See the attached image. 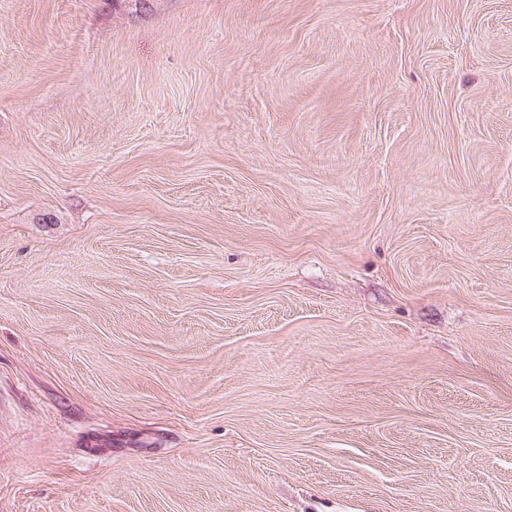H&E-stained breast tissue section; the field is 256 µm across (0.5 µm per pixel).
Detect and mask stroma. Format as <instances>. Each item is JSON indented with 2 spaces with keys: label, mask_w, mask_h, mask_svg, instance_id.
Returning a JSON list of instances; mask_svg holds the SVG:
<instances>
[{
  "label": "stroma",
  "mask_w": 512,
  "mask_h": 512,
  "mask_svg": "<svg viewBox=\"0 0 512 512\" xmlns=\"http://www.w3.org/2000/svg\"><path fill=\"white\" fill-rule=\"evenodd\" d=\"M0 512H512V0H0Z\"/></svg>",
  "instance_id": "obj_1"
}]
</instances>
